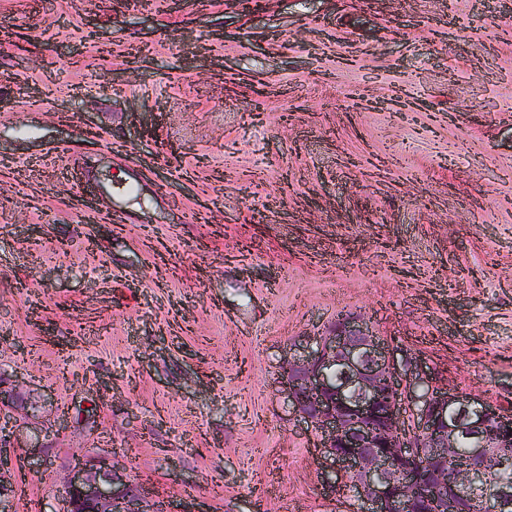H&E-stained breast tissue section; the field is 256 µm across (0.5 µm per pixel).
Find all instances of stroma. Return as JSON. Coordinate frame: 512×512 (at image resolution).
<instances>
[{"instance_id":"stroma-1","label":"stroma","mask_w":512,"mask_h":512,"mask_svg":"<svg viewBox=\"0 0 512 512\" xmlns=\"http://www.w3.org/2000/svg\"><path fill=\"white\" fill-rule=\"evenodd\" d=\"M0 24L5 512H59L103 454L169 512H355L277 384L341 314L512 409V0H0Z\"/></svg>"}]
</instances>
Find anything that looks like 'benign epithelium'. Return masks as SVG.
<instances>
[{"label":"benign epithelium","instance_id":"1","mask_svg":"<svg viewBox=\"0 0 512 512\" xmlns=\"http://www.w3.org/2000/svg\"><path fill=\"white\" fill-rule=\"evenodd\" d=\"M292 413L319 434L329 483L357 488L359 512H471L459 489H484L488 472L512 467V412L451 385L435 386L400 364L388 340L361 318L342 315L305 336L281 366ZM416 416L411 428L404 414ZM470 441L459 488H448V458ZM62 512H169L131 484L108 456L77 463L64 478Z\"/></svg>","mask_w":512,"mask_h":512}]
</instances>
